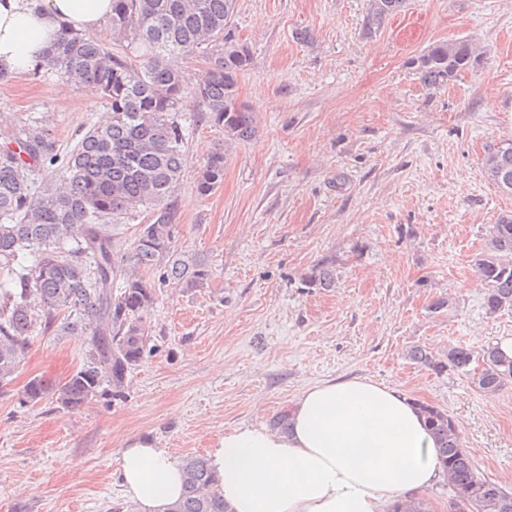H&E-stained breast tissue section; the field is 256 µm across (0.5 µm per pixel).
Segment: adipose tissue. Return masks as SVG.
<instances>
[{"label": "adipose tissue", "mask_w": 512, "mask_h": 512, "mask_svg": "<svg viewBox=\"0 0 512 512\" xmlns=\"http://www.w3.org/2000/svg\"><path fill=\"white\" fill-rule=\"evenodd\" d=\"M115 0H0V75L48 69L63 32L92 33ZM292 427L238 426L215 440L210 463L229 512H387L441 478L436 444L412 400L367 377L305 388ZM121 479L139 512L183 492L180 464L149 438L125 439Z\"/></svg>", "instance_id": "obj_1"}]
</instances>
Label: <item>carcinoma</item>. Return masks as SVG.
<instances>
[{"label":"carcinoma","mask_w":512,"mask_h":512,"mask_svg":"<svg viewBox=\"0 0 512 512\" xmlns=\"http://www.w3.org/2000/svg\"><path fill=\"white\" fill-rule=\"evenodd\" d=\"M237 0H117L112 35L132 52H115L99 37L66 33L47 53L67 79L95 85L112 111L105 126H91L75 148L57 152L55 142L26 126L0 146V270L11 287L0 286V386L12 381L31 338L88 337L83 364L64 382L31 379L23 399L51 398L78 409L107 383L119 391L127 372L144 357L156 283L198 288L212 275L208 262L175 247L178 225L169 203L186 160L188 129L180 108L193 97L202 118L224 133V145L252 139L251 108L237 95L248 69V46L236 39L232 18ZM408 0H371L366 25L378 29L404 12ZM201 57L207 67L193 92L169 66L173 58ZM466 39L430 45L409 61L430 88L443 86L475 68ZM225 149L205 161L197 180L207 195L224 181ZM486 178L512 194V141L488 147L481 160ZM130 248L107 236L102 222L142 209ZM484 288L489 314L512 309V214L487 228V246L472 260ZM310 288L335 287L331 264L323 260L305 275ZM409 359L437 372L471 374L480 393L493 394L512 380V358L497 346L480 352L450 345L434 354L424 346ZM480 370L470 372L472 363ZM438 444L455 512H512V491L479 472L464 448L462 431L448 410L416 401ZM185 492L163 512H228L214 491L215 476L203 456L183 460Z\"/></svg>","instance_id":"cac0c4a2"}]
</instances>
